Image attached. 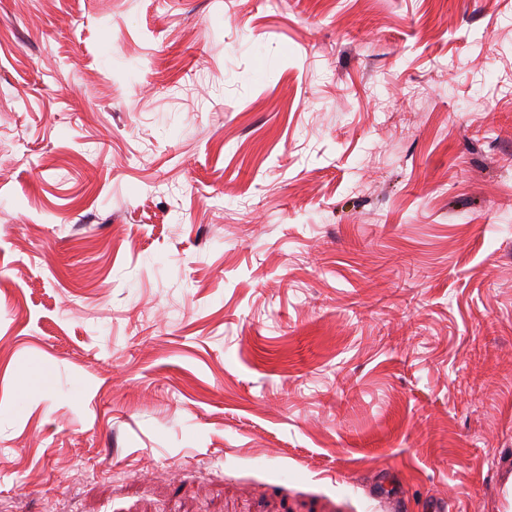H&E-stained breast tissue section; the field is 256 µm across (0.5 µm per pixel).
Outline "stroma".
<instances>
[{"label": "stroma", "instance_id": "obj_1", "mask_svg": "<svg viewBox=\"0 0 512 512\" xmlns=\"http://www.w3.org/2000/svg\"><path fill=\"white\" fill-rule=\"evenodd\" d=\"M437 501L512 512V0H0V512Z\"/></svg>", "mask_w": 512, "mask_h": 512}]
</instances>
